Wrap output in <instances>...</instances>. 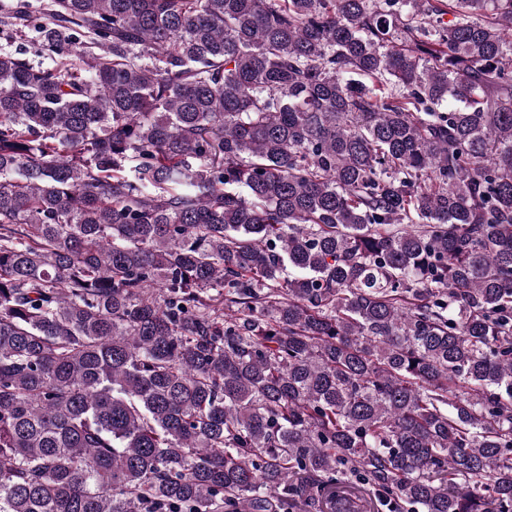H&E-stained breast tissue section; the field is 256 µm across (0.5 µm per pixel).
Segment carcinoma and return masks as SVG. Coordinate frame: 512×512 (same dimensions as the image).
<instances>
[{
    "instance_id": "carcinoma-1",
    "label": "carcinoma",
    "mask_w": 512,
    "mask_h": 512,
    "mask_svg": "<svg viewBox=\"0 0 512 512\" xmlns=\"http://www.w3.org/2000/svg\"><path fill=\"white\" fill-rule=\"evenodd\" d=\"M38 34L0 51V512H512V0Z\"/></svg>"
}]
</instances>
